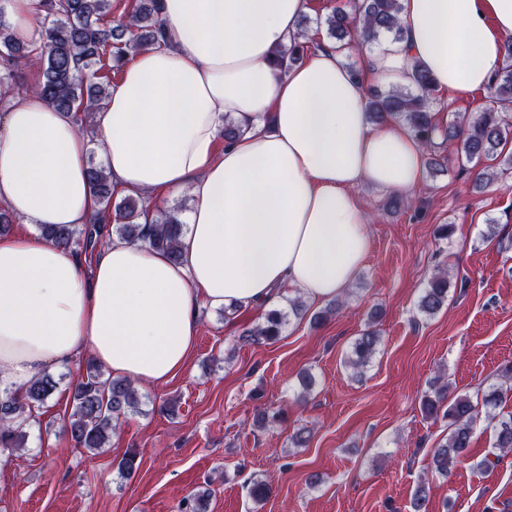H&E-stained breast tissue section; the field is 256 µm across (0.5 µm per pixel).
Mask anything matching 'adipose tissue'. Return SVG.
<instances>
[{
	"label": "adipose tissue",
	"instance_id": "ef3b65f1",
	"mask_svg": "<svg viewBox=\"0 0 512 512\" xmlns=\"http://www.w3.org/2000/svg\"><path fill=\"white\" fill-rule=\"evenodd\" d=\"M404 37L369 53L361 76L325 45L289 69L275 51L308 0H160L165 38L133 52L94 137L30 93L0 113V392L22 394L51 368L91 353L114 376L153 386L182 373L199 309L273 306L287 289L313 302L347 288L367 257L359 187L410 195L423 148L403 126L371 123L370 86L486 87L512 34V0H400ZM44 0H0V26L35 42ZM238 136L220 143L225 120ZM119 194L189 192L181 257L112 237L92 263L41 234L88 223L90 139Z\"/></svg>",
	"mask_w": 512,
	"mask_h": 512
}]
</instances>
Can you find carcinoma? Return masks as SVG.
<instances>
[{
	"label": "carcinoma",
	"instance_id": "1",
	"mask_svg": "<svg viewBox=\"0 0 512 512\" xmlns=\"http://www.w3.org/2000/svg\"><path fill=\"white\" fill-rule=\"evenodd\" d=\"M47 11L38 20L41 78L29 86L22 80L20 67L32 56V50L15 41L0 26V96L36 92L58 110L69 114L78 130L93 135L91 116L108 100L107 83L112 71L119 70L130 53L154 45L164 37L158 0H126L124 17L111 16L112 0H46ZM327 33L339 46L358 38L369 47L383 41H398L403 36L400 0H341L326 18ZM306 27L289 45L276 52L282 68L302 61L307 48ZM437 89L430 75L416 66L408 85H396L384 91H368V112L375 121L399 119L416 135L426 151L434 148L442 137L458 142L455 161L460 170L482 161L496 160L512 141V41L505 44L502 66L487 86L486 104L470 120L453 121L439 126L432 121L433 106L438 103ZM89 182L97 196L100 210L83 225L49 224L43 235L57 245L76 249L88 257L104 245L114 233L131 242L145 241L176 261L180 257L179 241L184 224L179 219L181 208L160 212L153 224H141L146 213L141 197L128 196L112 204L114 191L106 170L91 164ZM448 271L439 269L423 289L418 312L426 317L436 315L448 301ZM290 311H267L262 321L243 331L242 344L259 345L276 340L289 315L302 311L298 300H288ZM380 343L378 331L367 327L353 343L344 366L353 374L362 373L371 363ZM58 382L50 373L32 381L23 397L0 393V449L23 447L24 427L54 394ZM72 411L65 432L75 446L88 451L106 447L120 420L139 410V397L132 382L104 376L101 366L90 361L85 373L71 385ZM512 399V363L500 369L499 382L480 396L449 397L444 384L424 396L422 410L426 416L448 422V434L434 448L432 472L446 476L458 460L467 456L478 424L492 428L493 456L500 458L512 452V411H504ZM139 452L130 448L118 463L120 472L131 475L139 466ZM208 493H194L183 501L181 512H207Z\"/></svg>",
	"mask_w": 512,
	"mask_h": 512
}]
</instances>
